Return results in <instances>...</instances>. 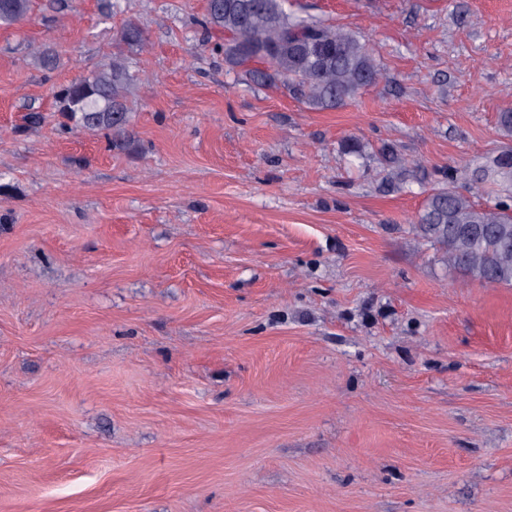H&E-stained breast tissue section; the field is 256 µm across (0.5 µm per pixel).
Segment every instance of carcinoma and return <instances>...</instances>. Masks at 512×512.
<instances>
[{
    "label": "carcinoma",
    "instance_id": "cac0c4a2",
    "mask_svg": "<svg viewBox=\"0 0 512 512\" xmlns=\"http://www.w3.org/2000/svg\"><path fill=\"white\" fill-rule=\"evenodd\" d=\"M287 0H208L205 25L224 31V63L253 82L282 89L312 110L344 107L382 69L367 40L342 26L310 23L288 13ZM32 0H0V23L27 18ZM121 41H144L129 21ZM133 81L124 56L56 92L69 128L120 131L128 121L126 91ZM376 153L391 171L396 190L416 178L418 160L400 157L388 143ZM495 188L497 199L481 206L475 197ZM416 224L422 239L443 251L448 268L486 286H512V147L504 145L461 167L430 188Z\"/></svg>",
    "mask_w": 512,
    "mask_h": 512
}]
</instances>
